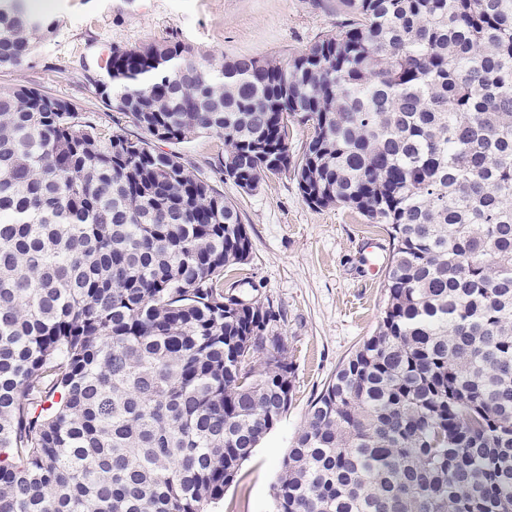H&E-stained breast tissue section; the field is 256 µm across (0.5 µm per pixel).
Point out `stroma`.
Here are the masks:
<instances>
[{"label":"stroma","instance_id":"obj_1","mask_svg":"<svg viewBox=\"0 0 512 512\" xmlns=\"http://www.w3.org/2000/svg\"><path fill=\"white\" fill-rule=\"evenodd\" d=\"M41 6L60 21L56 37L30 61L0 71V86L25 85L68 99L102 130L130 137L139 128L105 108L83 77V63H94L110 46L174 35L217 64L227 56L286 60L337 30L335 13L313 0H42ZM222 148L218 138L202 136L177 150L238 207L251 253L232 279L244 299H267L279 310L295 377L288 412L210 512H275L273 485L311 402L377 329L390 244L382 226L355 210L307 205L292 172L265 177L249 193L220 181L214 162Z\"/></svg>","mask_w":512,"mask_h":512}]
</instances>
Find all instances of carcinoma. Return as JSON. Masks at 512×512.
Here are the masks:
<instances>
[{"mask_svg":"<svg viewBox=\"0 0 512 512\" xmlns=\"http://www.w3.org/2000/svg\"><path fill=\"white\" fill-rule=\"evenodd\" d=\"M0 0V68L59 21ZM339 31L217 66L171 37L84 66L141 129L0 89V512H207L292 402L271 303L224 288L245 193L390 237L383 316L310 404L277 512H512V0H323ZM313 135L292 159L288 126Z\"/></svg>","mask_w":512,"mask_h":512,"instance_id":"obj_1","label":"carcinoma"}]
</instances>
